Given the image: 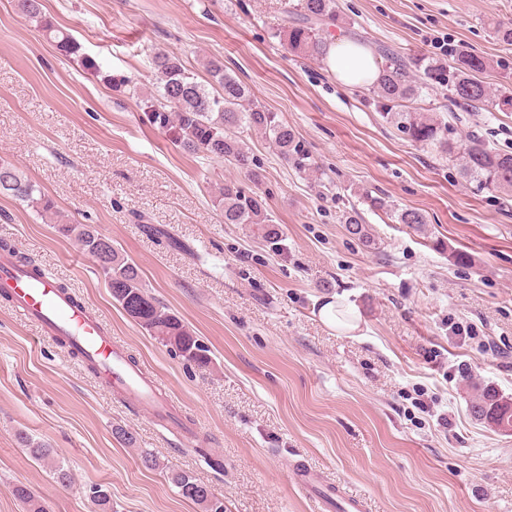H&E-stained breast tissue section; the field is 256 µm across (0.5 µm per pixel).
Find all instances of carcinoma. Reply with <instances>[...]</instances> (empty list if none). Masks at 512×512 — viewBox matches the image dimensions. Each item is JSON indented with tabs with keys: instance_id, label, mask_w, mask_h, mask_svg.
<instances>
[{
	"instance_id": "cac0c4a2",
	"label": "carcinoma",
	"mask_w": 512,
	"mask_h": 512,
	"mask_svg": "<svg viewBox=\"0 0 512 512\" xmlns=\"http://www.w3.org/2000/svg\"><path fill=\"white\" fill-rule=\"evenodd\" d=\"M15 8L34 31L53 39L60 51L69 56L81 54L82 45L47 16L43 0H15ZM283 14L284 21L289 23L288 49L323 56L326 41L320 31L338 20L336 0H284ZM383 57L375 93L385 102L412 98L422 86L435 83L447 87L448 97L454 102L462 101L471 107H497L502 111L512 108L511 96L478 78L489 66L488 58L483 55L467 51L450 70L386 51ZM205 67L214 84L212 89L198 82L177 54L162 51L153 55L151 68L156 75L157 89L156 93L142 99V110L151 126L168 135L172 143L186 153L233 161L245 170L250 168L252 160L242 150L235 130L247 127L268 138L297 171L306 173L312 169L309 153L296 141L293 130L277 121L274 113L255 103L251 90L224 71L223 62L208 59ZM392 119L413 142L433 146L448 156L459 173L480 188L512 190V153L495 151L475 137L464 145L453 142L448 139V125L410 112H397ZM0 196L18 201L45 223L54 225L62 237L77 241L94 259L113 300L150 335L195 366L202 369L209 365L207 350L198 337L174 312L148 294L138 267L132 261L112 245L106 257H99L100 233L90 225L74 224L65 219L38 184L25 177L14 164L2 160ZM214 203L222 210L224 223L261 224L265 238L277 236L265 202L237 181L226 180L220 184ZM367 203L371 209L411 229H420L428 223L422 212L399 210L383 197L370 196ZM344 224L349 235L370 243L368 229L358 213L348 214ZM470 411L476 419L498 429H512V400L492 388L483 389L475 397ZM20 443L36 460L54 457L55 450L46 443L36 442L24 434L20 436ZM169 480L183 498L199 505L204 512H224V503L214 496L212 489L190 473L175 471L170 473ZM13 493L27 506V512H46L27 485H15Z\"/></svg>"
}]
</instances>
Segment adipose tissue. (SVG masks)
<instances>
[{
  "label": "adipose tissue",
  "mask_w": 512,
  "mask_h": 512,
  "mask_svg": "<svg viewBox=\"0 0 512 512\" xmlns=\"http://www.w3.org/2000/svg\"><path fill=\"white\" fill-rule=\"evenodd\" d=\"M324 59L329 71L347 85H369L375 82L379 65L371 49L345 36L328 40Z\"/></svg>",
  "instance_id": "1"
}]
</instances>
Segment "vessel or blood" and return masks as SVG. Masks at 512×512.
<instances>
[{
  "instance_id": "1",
  "label": "vessel or blood",
  "mask_w": 512,
  "mask_h": 512,
  "mask_svg": "<svg viewBox=\"0 0 512 512\" xmlns=\"http://www.w3.org/2000/svg\"><path fill=\"white\" fill-rule=\"evenodd\" d=\"M6 288L15 310L38 325L45 335L63 337L83 353L84 360L121 396L133 399L151 412L160 427L171 425L166 398L133 367L112 339L101 318L89 304L61 290L57 280L35 266H20L13 258L0 257V288ZM296 478L302 489L314 494L332 512H363L361 500L341 494L321 472L299 468Z\"/></svg>"
}]
</instances>
